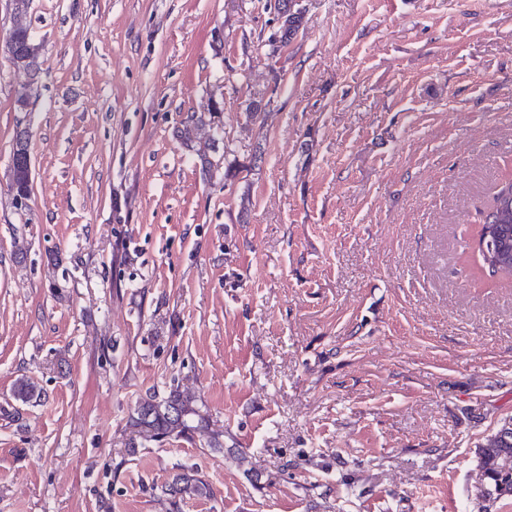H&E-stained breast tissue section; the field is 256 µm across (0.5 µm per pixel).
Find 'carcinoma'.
Returning a JSON list of instances; mask_svg holds the SVG:
<instances>
[{
	"label": "carcinoma",
	"mask_w": 512,
	"mask_h": 512,
	"mask_svg": "<svg viewBox=\"0 0 512 512\" xmlns=\"http://www.w3.org/2000/svg\"><path fill=\"white\" fill-rule=\"evenodd\" d=\"M289 0H281V43L286 44L297 33L302 15L288 9ZM32 0H12L11 12L15 28L11 41L6 43V51L13 64L36 78L40 72L41 45L31 32L28 18ZM215 113L192 112L180 130L184 142L191 141L193 130L212 121ZM9 189L17 206L27 205L32 193L31 155L29 134L24 128L17 130L11 151ZM479 262L491 274L512 277V178L494 187L492 203L477 231ZM492 241L496 254L486 255L481 244ZM16 399L29 403L41 398L40 389L27 380H19L14 389ZM129 426L136 436L144 441L160 442L168 438L190 441L193 434L206 427V417L196 404V400L184 394L175 386L164 393L148 392L135 403L129 415ZM478 467L487 482L488 491L481 493L484 505L481 512H490V504L502 498L495 491L496 485L505 483L512 488V471L504 470L506 460H512V418L503 422L497 431L488 437L486 443L477 448ZM172 503L185 498L207 497L211 495L209 483L197 471L181 468L174 473L165 486Z\"/></svg>",
	"instance_id": "1"
}]
</instances>
